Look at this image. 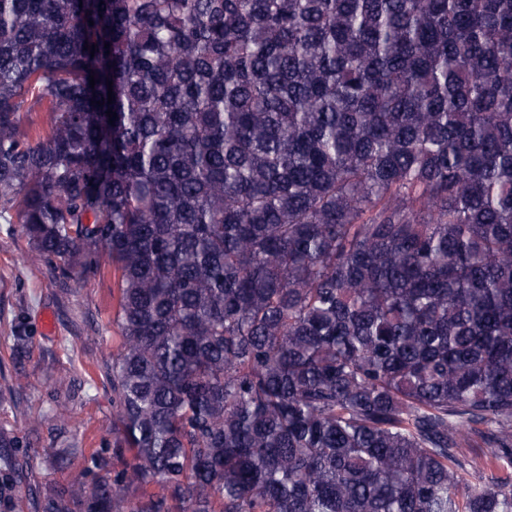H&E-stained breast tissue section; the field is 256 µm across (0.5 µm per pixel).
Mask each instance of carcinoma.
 Segmentation results:
<instances>
[{
	"mask_svg": "<svg viewBox=\"0 0 512 512\" xmlns=\"http://www.w3.org/2000/svg\"><path fill=\"white\" fill-rule=\"evenodd\" d=\"M0 218L119 290L14 512H512V0H0Z\"/></svg>",
	"mask_w": 512,
	"mask_h": 512,
	"instance_id": "carcinoma-1",
	"label": "carcinoma"
}]
</instances>
